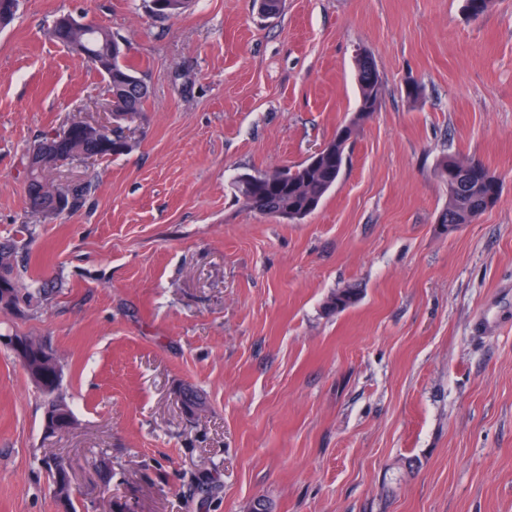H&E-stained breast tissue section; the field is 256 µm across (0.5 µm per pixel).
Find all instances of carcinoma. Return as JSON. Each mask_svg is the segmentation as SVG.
I'll return each mask as SVG.
<instances>
[{
    "mask_svg": "<svg viewBox=\"0 0 512 512\" xmlns=\"http://www.w3.org/2000/svg\"><path fill=\"white\" fill-rule=\"evenodd\" d=\"M93 31L99 30L105 37L98 39L104 47L112 45V57L105 59L101 73L112 76V111L125 112L135 117L145 111L150 90L145 77L127 63L126 45L106 27L89 24ZM356 80L359 90L357 112L350 119L353 128L370 119L376 112L382 93L380 73L367 54H361L356 61ZM131 148L124 133L123 123L117 122L112 128L99 134H85L74 130L61 134L53 140L52 161L43 159L28 162L22 155L21 163L25 178L27 199L42 198L41 190L50 183V175L59 164L75 154L87 156L119 157ZM350 145L327 143V147L314 160H307L289 168L288 176L262 172L251 183L234 181L235 191L243 204L260 214L276 216L294 214L307 217L314 213L325 197L339 181ZM437 176L448 184V204L441 212L443 224H470L499 200L502 184L498 176L475 159L468 162L455 155L442 159L436 167ZM19 270L16 247L12 243H0V303L8 300L13 309L19 311L32 305L41 294L39 288L19 286ZM359 300V292L352 286L336 289L328 299L333 312H342ZM46 398V410H54L74 421L69 406L56 398V390L35 384Z\"/></svg>",
    "mask_w": 512,
    "mask_h": 512,
    "instance_id": "carcinoma-1",
    "label": "carcinoma"
}]
</instances>
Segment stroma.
I'll return each mask as SVG.
<instances>
[{"mask_svg":"<svg viewBox=\"0 0 512 512\" xmlns=\"http://www.w3.org/2000/svg\"><path fill=\"white\" fill-rule=\"evenodd\" d=\"M93 20L127 41L151 94L118 157L65 162L81 207L36 223L23 152L110 125L103 76L49 35ZM382 78L373 118L298 223L238 201V175L291 167ZM417 97H408V85ZM447 155L500 176L477 221H438ZM28 261L31 307L0 334L42 337L75 425L0 345V512H512V0H20L0 31V241ZM354 283L358 303L328 313ZM204 400L189 411L184 389ZM62 462L60 504L40 461ZM356 80L359 90L357 112L349 120L351 126L355 129L354 137L359 125L370 119L376 112L382 93L380 73L372 58L367 54H360L357 58Z\"/></svg>","mask_w":512,"mask_h":512,"instance_id":"35a3bbf8","label":"stroma"}]
</instances>
